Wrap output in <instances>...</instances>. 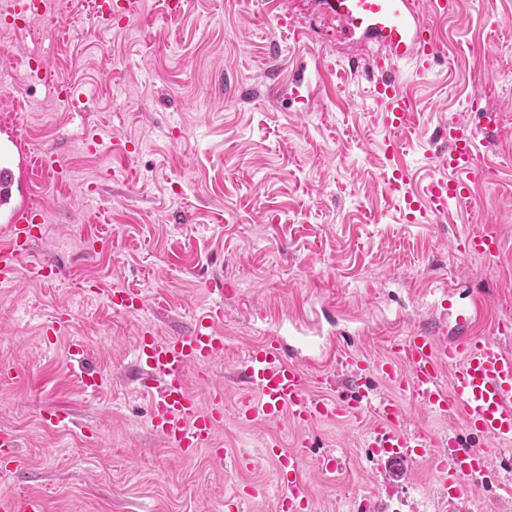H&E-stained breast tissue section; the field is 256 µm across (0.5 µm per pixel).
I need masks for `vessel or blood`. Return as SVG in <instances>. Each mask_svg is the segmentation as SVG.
Listing matches in <instances>:
<instances>
[{"label": "vessel or blood", "mask_w": 512, "mask_h": 512, "mask_svg": "<svg viewBox=\"0 0 512 512\" xmlns=\"http://www.w3.org/2000/svg\"><path fill=\"white\" fill-rule=\"evenodd\" d=\"M337 38L361 36L376 42L380 50L373 66L381 71L372 89L380 106V120L388 132L386 151L398 153L411 129L415 104L395 80L400 65H414L417 72L430 67L438 50L432 26L419 10L417 0H319ZM124 18L141 16L143 0H103L100 16L111 20L113 9ZM53 0H0V20L9 22L26 14L47 15ZM501 122L497 112L483 113L481 121L463 124L449 121V154L438 164L447 177L432 181L421 193H413L406 171L390 167L385 181L388 191L406 205L409 217L440 216L449 206H472L471 185L475 181L474 152L483 137ZM47 170L54 178L65 174L52 154L33 155L17 128L12 114L0 115V284L18 279L23 259L31 251V227L42 223L32 185L35 171ZM500 242L496 235L473 231L457 245L466 255L494 256ZM109 301L115 309L138 312L144 307L140 293L113 290ZM446 315L428 328H414L406 335L391 337L386 357L371 362L360 354H343L349 397H316L311 392L312 372L322 369L334 356L332 349L315 337H286L269 333L260 338L236 365L241 389L238 420H263L310 426L322 421L360 419L374 413L376 426L369 432L368 445L384 449L382 463L407 462L415 449H434V466L442 495L449 502L465 501L470 484L488 467L487 455L479 449L464 450L456 436L439 440L423 426L408 427L406 402H418L428 413L461 416L472 433L500 441H512V350L500 337L482 336L473 330L481 300L472 298L459 305L453 290H445L438 301ZM224 317L223 302L200 311L193 327L185 333L161 338L143 329L138 346L143 383H155L150 423L170 444L185 452L209 447L215 431L224 423V388H212L206 402H199L186 384L190 368L215 357L224 348L219 325ZM378 374L396 395L378 403L365 401L370 374ZM275 459L281 494L279 512H308L311 495L303 478L307 458L300 451L283 452L277 441L266 444ZM0 512H44L41 498L0 495Z\"/></svg>", "instance_id": "obj_1"}]
</instances>
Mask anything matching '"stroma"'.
I'll use <instances>...</instances> for the list:
<instances>
[{"mask_svg":"<svg viewBox=\"0 0 512 512\" xmlns=\"http://www.w3.org/2000/svg\"><path fill=\"white\" fill-rule=\"evenodd\" d=\"M297 33L276 24L279 15ZM54 25L39 39L15 35L13 69L0 72V112L29 108L32 153L54 152L69 170L47 172L34 189L46 213L15 285H0V429L17 434L26 467L0 480V494L36 495L45 512H226L224 498L260 484L265 498L240 512H276L279 484L264 445L304 447L313 512H448L428 455L394 478L364 446L374 418L300 430L242 423L233 369L263 333L322 313L320 335L356 334V351L386 353L389 337L428 325L440 285L461 299L482 296V335L512 323V0H457L433 21L442 48L431 71L398 74L416 105L399 164L414 186L442 177L439 130L465 118L480 98L503 113L478 147L492 170L470 209L408 221L386 194V131L371 95L374 50L340 41L315 0H183L168 17L165 0H145L142 17L103 30L85 0H55ZM49 62L74 86L78 102L60 105L51 87L30 79V57ZM302 76L310 93L294 100ZM113 149L93 151L94 136ZM496 233V257L463 256L455 246L477 226ZM56 266L53 280L37 275ZM224 297V351L191 369L188 386L206 401L224 387V424L212 448L185 456L149 424V396L137 381L135 349L144 322L158 337L187 330ZM138 291L141 313L118 311L107 294ZM68 331L45 336L58 313ZM106 379L84 390L86 370ZM66 413L67 429L46 415ZM413 423L440 435L456 431L463 448L482 449L491 466L473 481L458 512H512V448L466 432L462 418L424 414ZM241 454L254 464L242 467ZM336 459L335 472L315 466Z\"/></svg>","mask_w":512,"mask_h":512,"instance_id":"1","label":"stroma"}]
</instances>
